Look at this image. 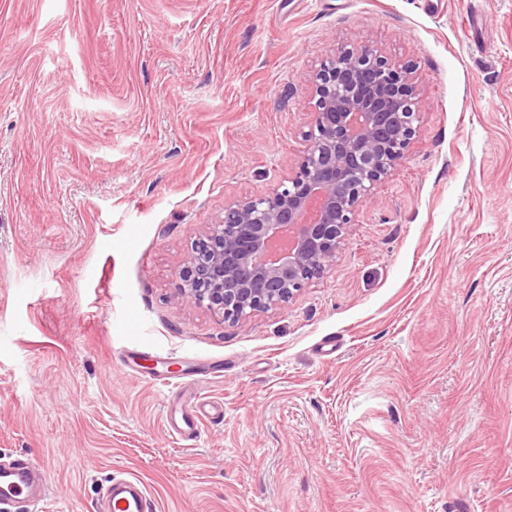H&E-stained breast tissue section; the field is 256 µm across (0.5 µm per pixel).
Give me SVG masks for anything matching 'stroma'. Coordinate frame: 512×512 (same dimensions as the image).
Here are the masks:
<instances>
[{
  "instance_id": "obj_1",
  "label": "stroma",
  "mask_w": 512,
  "mask_h": 512,
  "mask_svg": "<svg viewBox=\"0 0 512 512\" xmlns=\"http://www.w3.org/2000/svg\"><path fill=\"white\" fill-rule=\"evenodd\" d=\"M411 67L420 132L334 265L231 327L178 298L291 174L300 73ZM223 363L220 377L189 374ZM224 405L169 435L181 392ZM41 512H512V0H0V464ZM44 486L38 466L26 459H15L8 467L0 465V510L8 512L4 506L19 499L38 507L45 495ZM102 512H156V504L137 478L114 476L112 489L100 504Z\"/></svg>"
}]
</instances>
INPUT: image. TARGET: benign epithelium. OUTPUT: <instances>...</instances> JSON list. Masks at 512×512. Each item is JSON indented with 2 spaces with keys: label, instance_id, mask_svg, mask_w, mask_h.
Segmentation results:
<instances>
[{
  "label": "benign epithelium",
  "instance_id": "benign-epithelium-1",
  "mask_svg": "<svg viewBox=\"0 0 512 512\" xmlns=\"http://www.w3.org/2000/svg\"><path fill=\"white\" fill-rule=\"evenodd\" d=\"M314 111L295 171L224 205L179 272L181 300L236 326L287 306L330 269L347 229L420 130L417 83L371 46L340 47L300 77Z\"/></svg>",
  "mask_w": 512,
  "mask_h": 512
}]
</instances>
